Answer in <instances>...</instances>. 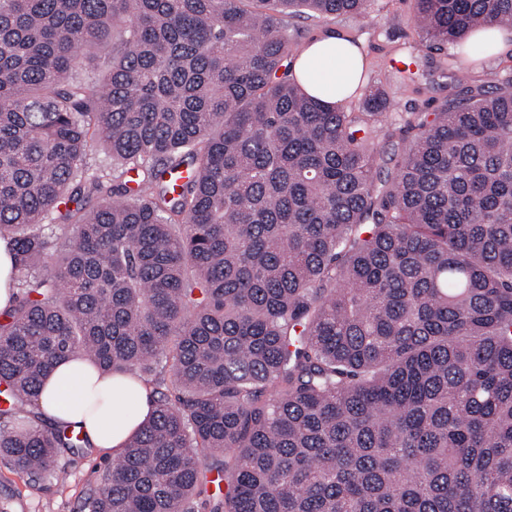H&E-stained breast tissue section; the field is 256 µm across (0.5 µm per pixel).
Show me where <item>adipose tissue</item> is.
Instances as JSON below:
<instances>
[{
	"mask_svg": "<svg viewBox=\"0 0 512 512\" xmlns=\"http://www.w3.org/2000/svg\"><path fill=\"white\" fill-rule=\"evenodd\" d=\"M364 68L365 59L348 36L328 33L298 51L292 74L309 94L332 103L337 93L357 85ZM37 404L44 420L81 427L100 452L120 451L151 411L142 383L99 372L80 358L56 367Z\"/></svg>",
	"mask_w": 512,
	"mask_h": 512,
	"instance_id": "adipose-tissue-1",
	"label": "adipose tissue"
}]
</instances>
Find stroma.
Returning <instances> with one entry per match:
<instances>
[{"label": "stroma", "mask_w": 512, "mask_h": 512, "mask_svg": "<svg viewBox=\"0 0 512 512\" xmlns=\"http://www.w3.org/2000/svg\"><path fill=\"white\" fill-rule=\"evenodd\" d=\"M413 0H372L366 17L339 21L332 18H290L299 42L326 32H342L356 39L369 62L365 86L382 84L390 111L435 112L456 84L475 81L495 91L503 71L512 69V51L471 59L449 51L424 55L406 53L417 34L413 22ZM407 70L412 80L402 84L393 77L395 69ZM112 453L96 454L83 448L64 450L58 466L64 482L34 481L0 461V512H83L86 498L97 490L99 475Z\"/></svg>", "instance_id": "obj_1"}]
</instances>
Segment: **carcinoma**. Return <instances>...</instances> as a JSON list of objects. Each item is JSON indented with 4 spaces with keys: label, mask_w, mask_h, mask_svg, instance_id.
<instances>
[{
    "label": "carcinoma",
    "mask_w": 512,
    "mask_h": 512,
    "mask_svg": "<svg viewBox=\"0 0 512 512\" xmlns=\"http://www.w3.org/2000/svg\"><path fill=\"white\" fill-rule=\"evenodd\" d=\"M368 2L0 0L1 460L64 479L85 438L37 401L80 355L155 403L85 512H512V73L428 115L310 96L288 17ZM413 2L430 50L512 30ZM7 239L0 238V312L13 303L14 286V251Z\"/></svg>",
    "instance_id": "carcinoma-1"
}]
</instances>
